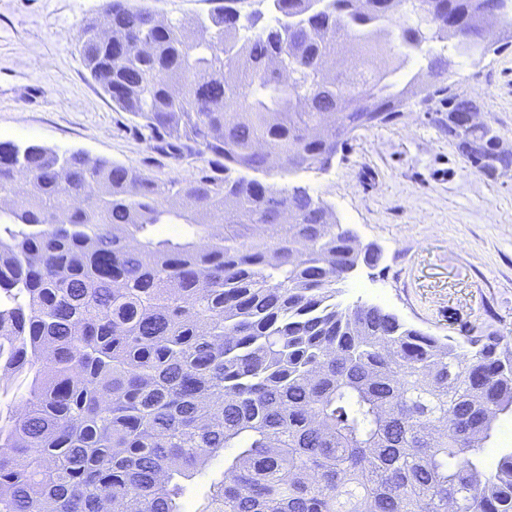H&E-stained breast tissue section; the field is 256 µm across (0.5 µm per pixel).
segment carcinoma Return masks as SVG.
<instances>
[{"instance_id":"1","label":"carcinoma","mask_w":512,"mask_h":512,"mask_svg":"<svg viewBox=\"0 0 512 512\" xmlns=\"http://www.w3.org/2000/svg\"><path fill=\"white\" fill-rule=\"evenodd\" d=\"M158 19L104 0L84 24L90 77L149 139L207 166L158 181L81 151L0 143V512H185L184 483L224 454L196 512H512V348L436 336L379 305L341 307L356 249L302 186L229 172L321 167L348 133L393 122L483 55L502 0H271L274 23ZM453 27H448V19ZM360 58L328 68L336 29ZM448 91V135L467 100ZM468 158L506 165L480 132ZM29 190L14 194L17 172ZM158 224H184L178 239Z\"/></svg>"}]
</instances>
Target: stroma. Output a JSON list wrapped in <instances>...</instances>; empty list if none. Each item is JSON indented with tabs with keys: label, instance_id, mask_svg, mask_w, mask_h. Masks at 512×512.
I'll return each mask as SVG.
<instances>
[{
	"label": "stroma",
	"instance_id": "1",
	"mask_svg": "<svg viewBox=\"0 0 512 512\" xmlns=\"http://www.w3.org/2000/svg\"><path fill=\"white\" fill-rule=\"evenodd\" d=\"M102 0H0V142L87 153L158 180H193L202 159L144 138L83 68L77 36ZM455 90L512 155V43L456 58ZM266 182L304 186L382 251L336 294L377 304L439 336L512 340V168L474 166L448 134V97L410 101L394 122L363 128L330 166Z\"/></svg>",
	"mask_w": 512,
	"mask_h": 512
}]
</instances>
